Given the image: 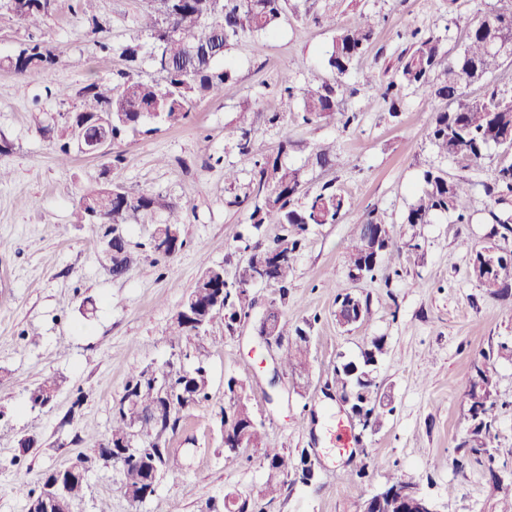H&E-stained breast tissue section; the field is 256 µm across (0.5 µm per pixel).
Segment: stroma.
I'll return each mask as SVG.
<instances>
[{"label": "stroma", "mask_w": 512, "mask_h": 512, "mask_svg": "<svg viewBox=\"0 0 512 512\" xmlns=\"http://www.w3.org/2000/svg\"><path fill=\"white\" fill-rule=\"evenodd\" d=\"M496 0H289L274 34H241L226 53L234 77L224 93L198 100L181 123L151 133L132 132L109 152L91 157L72 152L56 158L55 140L39 133L50 115L74 110L77 91L97 80L112 82L126 62L127 45L147 43L139 19L146 0H59L40 27L0 14V56L21 45L42 43L59 54L57 65L23 76L0 67V512H27L30 493L43 474L87 459V486L72 512H224V495L256 496L268 478L257 448L224 456L220 411L224 384L237 377L249 386L250 404L263 422L268 444L292 456L309 453L318 473L308 485L291 480L274 500L258 499L260 512H360L363 500L393 477L413 476L441 512H488L497 491L484 467L460 443L469 426L465 401L470 361L479 350L512 345V298L503 299L476 281L470 262L476 250L497 245L487 211L512 215V196L494 201L491 185L504 152L490 147L463 169L437 155L428 138L438 101L406 92L398 114L378 87L364 84L370 71L390 76L411 44L410 34L440 36L458 53L467 29ZM371 15L374 33L366 53L345 81L340 119L304 122L300 96L282 91V75L295 87L332 82L322 58L339 27ZM250 105L251 141L258 152H281L302 169L304 188L316 193L334 185L352 206L338 223L315 227L296 259L287 291L277 284L255 288L257 305L235 333L216 316L201 336L171 343L166 329L204 266L219 265L225 280L243 266L247 245L269 242L279 225L253 228L247 202L253 174L242 167L233 130ZM334 144L336 163L319 168L309 159ZM236 167L235 184L224 171ZM440 168L471 183L470 219L441 215L409 226L405 217L421 175ZM103 184L145 192L185 208L183 247L172 257L144 251L161 210L142 214L126 229L140 258L112 277L103 252V224L74 223V203ZM393 225L419 243L413 253L387 258L372 279L351 280L347 247L367 216ZM352 293L368 304L366 320L343 328L335 320L336 298ZM281 302L288 328L311 325L307 383L280 377L278 401H269L273 361L280 349L259 345L255 326L265 307ZM375 336L388 353L377 371L393 410L359 438L352 454H340L333 434L350 413L329 383L339 355L357 356ZM205 355L210 398L184 413L168 446L181 471L166 475L155 494L132 503L119 485L115 465L94 458L91 436H108L112 408L131 368L169 361L193 364ZM62 387L52 406L31 408L28 395L43 378ZM496 442L512 447V363L499 360ZM35 436L29 450L21 438ZM365 476L347 480L356 460Z\"/></svg>", "instance_id": "1"}]
</instances>
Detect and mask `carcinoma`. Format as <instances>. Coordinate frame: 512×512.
Wrapping results in <instances>:
<instances>
[{
	"mask_svg": "<svg viewBox=\"0 0 512 512\" xmlns=\"http://www.w3.org/2000/svg\"><path fill=\"white\" fill-rule=\"evenodd\" d=\"M55 0H0V9L8 7L10 14L31 27L40 25ZM288 0H147L144 25L150 35L149 57L160 79L145 80L137 74L140 45H129L123 51L128 67L117 73L112 86L92 81L81 87L77 95L80 104L72 112L73 119L58 125L54 122L40 127L58 144V161L65 164L71 155V146L82 140L89 143L99 138L103 130L96 125L99 117L112 125V143H117L129 132L143 128L157 130L159 125H176L187 118L196 98L215 97L232 79L224 66V54L231 41L243 32L268 34L274 31L286 9ZM500 6L485 13L473 25L461 51L450 55L442 51L441 39L429 35L412 42L395 75L387 82L374 75L365 76L382 90V96L391 100L392 112L406 90L420 91L432 99L445 103L433 111L429 140L440 156L463 167L478 163L491 146L512 150V89L506 91L495 85L478 98L468 95L467 89L475 83H484L501 71L504 55L496 48L498 43L512 44V0H499ZM373 32L370 16L360 15L353 23L341 28L326 52L323 63L334 74V84L302 90L301 118L305 122L330 119L337 115L351 121L343 109L341 88L354 63L363 55ZM59 55L39 43H30L5 59L6 67L18 75L32 70H48L58 62ZM252 110L246 105L239 112L241 131L238 150L241 161L252 166L255 179L251 190L252 207L248 220L255 229L263 224H279L282 235L271 244L255 242L250 246L248 261L268 267L272 282L286 288L293 271L297 253L304 247L307 233L314 225L335 224L351 207V201L330 186L298 202L302 194L301 171L286 166L281 154L288 144L281 145L279 153L258 156L247 138ZM489 193L504 196L512 194V162L500 166ZM470 187L463 180H450L448 174L430 168L422 174V188L410 205L405 221L408 224H430L441 214L452 213L456 221L466 219L469 210ZM155 208L166 211L165 224L171 226L174 236L160 243L152 239L150 252L158 257H171L183 245L180 224L184 223V208L176 202L164 201L152 194L131 192L121 187L100 185L83 194L75 206L74 223L90 224L97 221L110 226L112 238V275L122 276L134 262L125 236L127 226L138 215ZM493 234L508 240L512 236V217L501 218L490 212ZM417 245L405 241L393 225H383L377 262L392 254ZM500 259L506 261L502 276L506 287L497 294L512 296V247L498 248ZM362 231H357L348 248V270L368 263ZM224 268L206 267L183 303L187 310L207 313L201 320H192L183 314L174 315L167 334L180 342L198 337L215 316L208 312L212 298L224 296V327L235 330L237 322L248 317L255 306V298L247 286L222 279ZM286 323L279 320L277 336L287 338L286 352L278 366L300 378H307L310 369V333L296 327L286 336ZM387 354L383 336L371 338L356 359L340 356L333 367L331 386L343 395H352L362 404L364 417L370 426L380 423L388 412L389 402L379 395L376 373ZM512 358V346L505 343L498 349L481 350L471 360L466 382V400L469 428L460 447L469 449L483 463L488 473L497 467L502 455L512 458V448L495 445L497 422L495 401L494 357ZM152 367H135L126 379L123 393L112 408L110 435L118 437L134 433V448L112 449V464L118 466L120 489L133 503H143L156 491L151 474H165L181 469L179 457L172 452L162 434L175 433L182 415L193 405L209 398L210 377L207 361L198 356L189 367L176 368L166 364V373L148 376ZM61 388V380L48 377L30 390L28 401L32 407L49 406ZM224 395L234 401L231 420L239 427L235 434L238 448H261L262 458L270 477L259 491V496H274L281 489L276 477L295 475L303 480V461H295L265 441L264 423L257 419L250 405L247 385L235 377L227 379Z\"/></svg>",
	"mask_w": 512,
	"mask_h": 512,
	"instance_id": "carcinoma-1",
	"label": "carcinoma"
}]
</instances>
